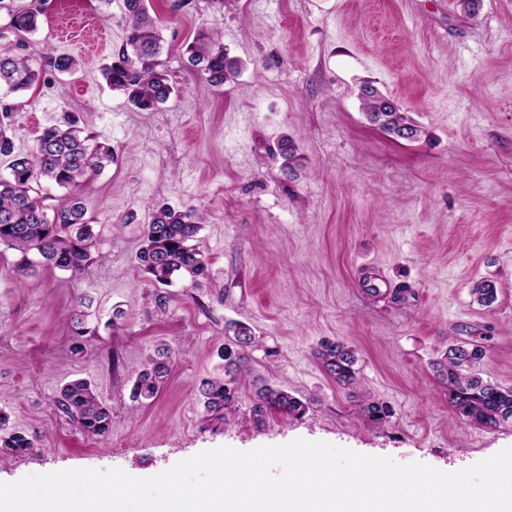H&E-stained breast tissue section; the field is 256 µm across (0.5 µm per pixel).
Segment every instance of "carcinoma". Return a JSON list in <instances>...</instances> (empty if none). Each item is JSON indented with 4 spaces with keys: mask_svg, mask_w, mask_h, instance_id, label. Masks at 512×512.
Returning <instances> with one entry per match:
<instances>
[{
    "mask_svg": "<svg viewBox=\"0 0 512 512\" xmlns=\"http://www.w3.org/2000/svg\"><path fill=\"white\" fill-rule=\"evenodd\" d=\"M128 19L126 36L117 59L103 72L107 85L123 94L138 110L152 112L166 103L174 93L167 72L160 60L162 52L159 33L160 20L151 15L149 0H123ZM10 28L17 34L32 33L38 27L39 12L26 7L9 10ZM186 66L199 74L211 86L221 88L241 69V62L228 57L218 37L201 33L186 48ZM39 81V71L27 59L0 53V90L9 94L31 89ZM362 108L367 118H376L372 125L392 137L399 128L413 126V140L423 134L419 125L394 104L387 112L379 111L383 94L366 83L359 89ZM11 107L0 108V158L7 159L9 177L0 178V247L22 254L16 269L26 273L41 266L45 269L83 270L93 261L91 248L94 233L86 219V209L78 196H73L48 218L42 198L36 196V186L46 179L60 188L75 189L103 171L114 160L112 147L85 133L74 117L64 124L45 128L36 150L22 153L16 150L13 137L8 134L3 120ZM282 168L290 175L302 166L293 140L286 137L279 145ZM201 217L195 210H176L162 204L150 209L149 220L143 228L142 244L136 253L139 268L157 287L169 286L175 279L190 280L196 285L207 276V258L194 244L200 230ZM474 300L489 307L496 300L492 281L481 280L471 289ZM85 314L74 313V350H85ZM225 330L232 333L224 346V376L207 378L198 386V395L204 411L219 419L232 410L235 392L241 378L248 373L247 351L256 345L251 329L239 323H230ZM316 358L329 377L342 388L357 383L356 351L342 342L323 341L316 350ZM484 358L478 345L454 343L448 346L444 358L436 362L439 375L448 384V406L459 418L487 429L512 419V387H503L484 379L477 367ZM170 353L163 346L148 357L144 369L131 387V398L150 403L158 395L160 386L170 372ZM255 398L252 414L258 423L272 413L300 416L307 403L292 394L276 388L258 377L255 379ZM58 409L76 422L81 432L90 437H104L111 428L112 408L97 393L87 379H76L65 384L57 398ZM362 413L372 422L382 423L390 417V409L378 402L361 404ZM10 417L0 411V448L5 452L24 456L35 447L27 435L11 430Z\"/></svg>",
    "mask_w": 512,
    "mask_h": 512,
    "instance_id": "cac0c4a2",
    "label": "carcinoma"
}]
</instances>
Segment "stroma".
I'll list each match as a JSON object with an SVG mask.
<instances>
[{"label": "stroma", "mask_w": 512, "mask_h": 512, "mask_svg": "<svg viewBox=\"0 0 512 512\" xmlns=\"http://www.w3.org/2000/svg\"><path fill=\"white\" fill-rule=\"evenodd\" d=\"M15 2L41 12L19 38L0 10V50L41 71L9 97L17 148L34 150L69 114L115 160L79 189L103 264L19 279L18 253L0 251V410L35 442L22 457L0 452V482L72 468L142 478L207 449L297 438L445 472L512 447V421L488 430L453 414L433 367L450 343L477 344L482 376L512 387V0L473 12L460 0H190L178 10L150 0L175 88L153 112L102 75L125 37L123 0ZM200 32L243 63L224 88L185 66ZM61 53L75 73L47 66ZM367 82L423 128L420 141L368 122ZM285 136L304 157L295 176L281 167ZM154 203L197 209L209 262L200 286L168 287L162 309L135 261ZM485 279L497 288L488 307L471 294ZM84 304L89 345L78 353L70 316ZM230 322L260 342L253 376L309 401L304 415L257 423L248 381L227 420L205 414L197 387L220 374ZM326 339L356 350V395L315 358ZM161 343L171 372L153 402H133ZM77 378L111 406L107 438L58 410ZM365 399L389 407L386 422L362 414Z\"/></svg>", "instance_id": "stroma-1"}]
</instances>
